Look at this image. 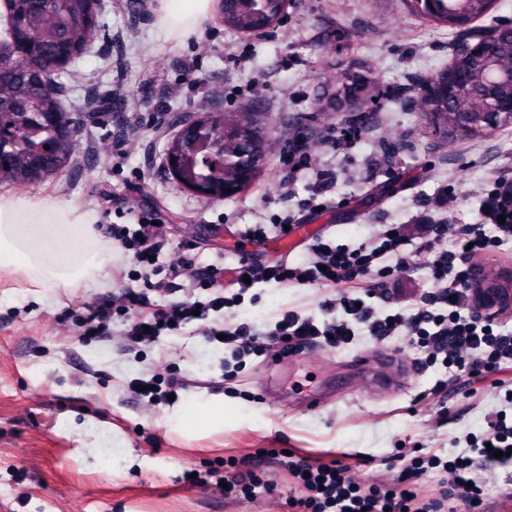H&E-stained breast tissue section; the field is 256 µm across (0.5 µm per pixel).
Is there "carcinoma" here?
Segmentation results:
<instances>
[{
  "label": "carcinoma",
  "instance_id": "cac0c4a2",
  "mask_svg": "<svg viewBox=\"0 0 512 512\" xmlns=\"http://www.w3.org/2000/svg\"><path fill=\"white\" fill-rule=\"evenodd\" d=\"M10 12L0 14V52L8 55H28L34 60L47 58L55 63V73L39 76L22 69L16 72L12 83L0 89V132L11 137L17 148L8 161V168L0 170V178L23 175L22 184L37 186L59 170L65 169L72 158L68 151H51L63 138L64 125L48 120L46 114L56 113L63 119L77 122L74 114L65 111L61 99L48 86L62 76L70 77L73 66L86 53L89 40L99 35L100 7L97 0H56L52 8L46 0H5ZM445 12V21L454 26L453 14L466 9L469 19L484 15L491 0H439ZM288 0H231L228 9L248 19L249 29L259 31L269 27L285 13ZM370 74L343 73L336 78L343 95L360 91L373 81ZM111 95H88L77 107L79 112H103L109 108ZM219 111L200 119L208 131L216 132L211 141L194 150V182L187 184L180 169L171 170L175 181L188 190L207 183L220 192L224 190V175L214 176L212 157L224 156L234 163L243 159L260 167L263 160L265 131L262 124L249 114V120L238 118L234 124H225ZM444 113L433 115V127L441 135L478 139L502 126L498 122L488 128L466 132L450 130L443 121ZM50 149H45V146Z\"/></svg>",
  "mask_w": 512,
  "mask_h": 512
}]
</instances>
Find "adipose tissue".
<instances>
[{
	"label": "adipose tissue",
	"instance_id": "adipose-tissue-1",
	"mask_svg": "<svg viewBox=\"0 0 512 512\" xmlns=\"http://www.w3.org/2000/svg\"><path fill=\"white\" fill-rule=\"evenodd\" d=\"M209 5L210 0H159L161 33L172 38L196 32ZM97 220L94 211L68 203L0 195V273L19 278L5 298L23 301L32 294L95 283L112 263V248L97 230ZM223 412V396L198 395L166 408L163 420L180 430L186 417L195 414L203 429L220 431Z\"/></svg>",
	"mask_w": 512,
	"mask_h": 512
}]
</instances>
